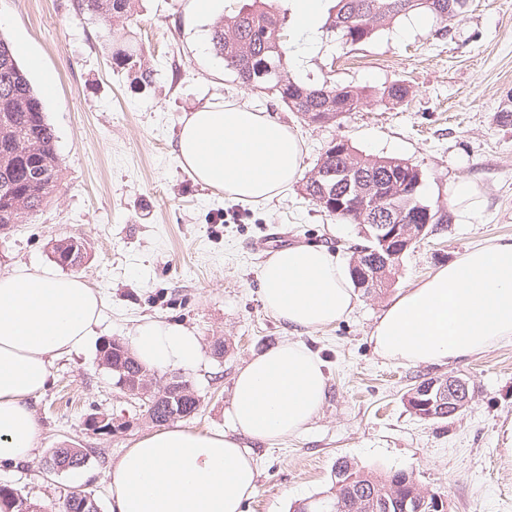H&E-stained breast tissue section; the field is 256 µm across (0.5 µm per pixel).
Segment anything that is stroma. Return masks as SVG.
<instances>
[{
	"mask_svg": "<svg viewBox=\"0 0 512 512\" xmlns=\"http://www.w3.org/2000/svg\"><path fill=\"white\" fill-rule=\"evenodd\" d=\"M78 3L0 0V31L44 96L63 168L59 192L34 223L0 235V274L52 265L49 242L76 237L88 253L77 274L107 301L100 341L125 340L146 320L192 328L204 360L184 378L201 406L181 425L194 431L223 426L233 376L252 356L286 339L317 352L328 376L326 401L305 432L254 445L257 492L245 512H290L325 497L340 459L366 473L410 472L442 494L446 512H512V340L446 366L386 360L370 341L376 318L401 291L465 249L512 237V125L497 120L512 98V0H469L445 24L408 18L355 48L324 40L294 69L296 79L327 77L376 96L395 83L409 89L398 105L373 104L336 125L300 123L277 101L242 86L212 51V18L197 17L190 0H144L142 21L116 47L99 40L96 22ZM117 48L141 49L157 70L153 82L137 83L113 64ZM223 101L287 125L302 142V171L342 139L360 153L417 166L425 197L445 209L453 186L478 182L485 212L476 223L448 222L414 244L391 286L359 295L347 318L293 331L262 305L266 255L255 243L281 233L289 245L321 244L347 261L362 237L305 200L297 186L253 205L197 182L178 160V133L191 112ZM442 375L468 379L474 398L448 421L422 420L405 395ZM31 406L42 427L40 447L30 461L1 464L0 485L14 488L30 512H57L79 492L109 512L110 461L154 427L116 387L99 351L59 361ZM95 416L108 417L111 430L93 432ZM63 444L86 449L91 479L78 484L71 472L47 468L53 448Z\"/></svg>",
	"mask_w": 512,
	"mask_h": 512,
	"instance_id": "stroma-1",
	"label": "stroma"
}]
</instances>
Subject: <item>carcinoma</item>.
I'll return each mask as SVG.
<instances>
[{"label": "carcinoma", "mask_w": 512, "mask_h": 512, "mask_svg": "<svg viewBox=\"0 0 512 512\" xmlns=\"http://www.w3.org/2000/svg\"><path fill=\"white\" fill-rule=\"evenodd\" d=\"M282 0H242L239 9L218 18L211 29V45L224 69L239 83L279 101L306 124H336L369 104L363 88L329 79L316 84L291 75L288 37L291 26ZM469 0H329L324 34L353 47L409 17L440 22L465 12ZM142 0H80V6L100 24V37L117 39L125 27L142 19ZM112 59L137 74L139 82L153 81L155 69L135 51H118ZM56 134L41 96L21 65L16 48L0 33V233L12 224H31L58 192L62 162ZM423 174L394 158L363 155L347 143L334 142L315 167L302 178L305 198L340 224H356L364 244L354 257L350 274L355 286L371 295L384 289L396 272L405 248L447 223L440 206L422 194ZM399 224L407 236L388 248L379 239L381 226ZM50 253L63 268L76 270L85 259V244L75 237L51 242ZM102 364L112 371L124 394L143 408L144 418L166 423L190 417L199 399L187 380H163L141 365L125 344L112 341L101 350ZM457 376L425 379L408 390L409 410L425 421H445L461 413L472 400L453 384ZM79 448H55L51 467L86 463ZM439 494L422 488L404 471L374 476L336 464V481L324 498L303 503L297 512H428ZM0 512H26L14 489L0 485ZM59 512H99L97 501L71 495Z\"/></svg>", "instance_id": "obj_1"}]
</instances>
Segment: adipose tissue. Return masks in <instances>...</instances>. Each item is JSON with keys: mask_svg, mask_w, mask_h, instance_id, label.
<instances>
[{"mask_svg": "<svg viewBox=\"0 0 512 512\" xmlns=\"http://www.w3.org/2000/svg\"><path fill=\"white\" fill-rule=\"evenodd\" d=\"M300 65L318 40L323 0H288ZM178 159L206 186L261 204L297 177L299 139L268 115L235 102L193 112L178 137ZM264 308L293 329L334 324L355 308L347 268L325 247L275 251L260 271ZM104 296L80 277L49 268L0 275V463L36 451L40 429L29 402L43 393L55 362L89 351ZM512 340V237L465 251L397 296L370 336L375 352L407 365H449ZM134 357L160 370L195 371L204 359L199 336L180 323L148 320L128 338ZM323 362L298 341H283L239 367L225 427H180L134 441L106 471L111 512H244L256 491L251 443L306 430L327 393Z\"/></svg>", "mask_w": 512, "mask_h": 512, "instance_id": "ef3b65f1", "label": "adipose tissue"}]
</instances>
